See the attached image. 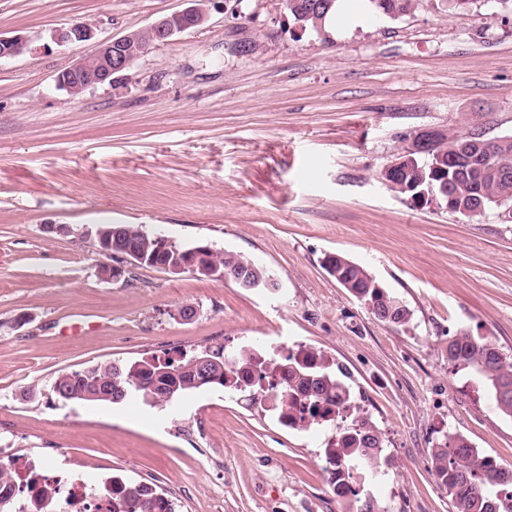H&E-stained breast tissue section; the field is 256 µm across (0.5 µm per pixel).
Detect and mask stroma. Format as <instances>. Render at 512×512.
Masks as SVG:
<instances>
[{"label": "stroma", "instance_id": "obj_1", "mask_svg": "<svg viewBox=\"0 0 512 512\" xmlns=\"http://www.w3.org/2000/svg\"><path fill=\"white\" fill-rule=\"evenodd\" d=\"M353 3L356 24L319 34L284 0H216L74 98L62 70L187 0H0V34L29 41L0 61V448L52 475L153 483L178 512H345L325 469L332 426L283 427L222 387L164 409L48 395L102 361L304 347L345 371L380 433L372 492L390 512H454L430 458L442 434L512 469V417L447 351L465 329L512 357V223L411 204L381 178L421 132L512 134V10L414 0L394 20ZM75 20L93 38L57 45ZM100 224L242 254L276 285L150 268L102 281ZM329 253L366 267L410 322L375 317Z\"/></svg>", "mask_w": 512, "mask_h": 512}]
</instances>
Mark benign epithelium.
I'll list each match as a JSON object with an SVG mask.
<instances>
[{"label":"benign epithelium","instance_id":"obj_1","mask_svg":"<svg viewBox=\"0 0 512 512\" xmlns=\"http://www.w3.org/2000/svg\"><path fill=\"white\" fill-rule=\"evenodd\" d=\"M192 2L193 5L144 27V30L152 35V39L146 43L140 41L141 30L139 29L101 43L95 52L85 56L59 75V86L70 95L77 97L90 88L111 81L113 74L132 69L137 60L152 47L190 30V26L184 23L185 18L194 15L197 11L202 14L206 13L203 3L207 0H192ZM92 35L91 25L82 21H74L66 27L55 30L53 38L57 44L62 45L73 41H86ZM26 49L27 40L24 37L0 35V60L15 57ZM108 247L109 243L102 242L100 236H95V250L99 256L104 258V261L100 262L98 266V273L102 279L117 281L129 273V266L142 267V263L136 259L133 253L130 255L120 254V259H122L120 263L113 265L107 263V260L112 258V251L108 250ZM210 253H214V249L203 245L193 250V257L188 263L176 267L158 265L156 269L171 274L189 271L197 276L208 278L224 277L222 272L217 275L210 273L200 263V260L208 259Z\"/></svg>","mask_w":512,"mask_h":512}]
</instances>
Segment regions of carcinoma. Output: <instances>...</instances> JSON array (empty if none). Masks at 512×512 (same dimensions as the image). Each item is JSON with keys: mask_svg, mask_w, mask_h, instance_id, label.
<instances>
[{"mask_svg": "<svg viewBox=\"0 0 512 512\" xmlns=\"http://www.w3.org/2000/svg\"><path fill=\"white\" fill-rule=\"evenodd\" d=\"M413 0H367L371 11L399 18L412 9ZM414 160L389 179L391 190L410 199L429 187L443 188L442 205L462 216L475 217L494 206L512 214V135L483 139L477 130L467 136L437 132L413 156ZM456 162H451V157ZM102 239L113 242L112 251L131 247L143 254L147 267L179 265L188 253L179 248L164 251L152 234L135 224L125 225L121 236L112 235V225H97ZM336 281L363 303L381 321L405 325L410 309L388 292L363 266L346 258L333 259ZM210 269H232L263 281L270 273L245 256L224 252L210 261ZM207 361L205 371L195 369L196 360ZM448 358L454 365L471 369L487 382L497 408L512 417V360L492 341L460 330L448 337ZM257 392L273 396L269 410L288 427L309 431L342 413L351 418L347 426H336V436L325 448V469L337 486L336 496L347 503V512H387L379 500L365 491L384 475L383 441L372 422L353 415L349 387L329 370L322 352L310 349L288 351L277 348L260 354L222 345L188 354L174 350L162 356L132 362H101L81 371L63 373L52 383L50 397L62 402L120 403L142 398L165 407L188 393L206 387ZM434 474L448 491L455 512H512V470L480 453L463 437L446 436L430 453ZM60 492L49 488L30 512H63ZM0 512H21L15 491L0 473ZM112 512H176L174 503L143 482L112 480Z\"/></svg>", "mask_w": 512, "mask_h": 512, "instance_id": "1", "label": "carcinoma"}]
</instances>
